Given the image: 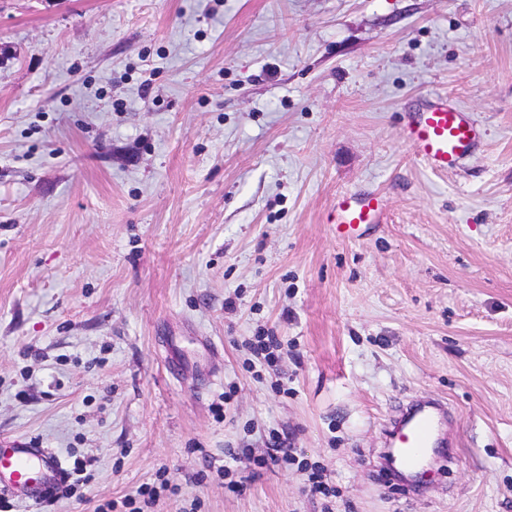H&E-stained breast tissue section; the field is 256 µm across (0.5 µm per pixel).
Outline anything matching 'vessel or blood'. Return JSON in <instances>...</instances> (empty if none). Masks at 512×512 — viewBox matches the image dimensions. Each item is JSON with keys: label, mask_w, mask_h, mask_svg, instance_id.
I'll return each mask as SVG.
<instances>
[{"label": "vessel or blood", "mask_w": 512, "mask_h": 512, "mask_svg": "<svg viewBox=\"0 0 512 512\" xmlns=\"http://www.w3.org/2000/svg\"><path fill=\"white\" fill-rule=\"evenodd\" d=\"M404 137L416 158L433 171L445 172L476 159L483 134L470 112L448 96L437 94L409 110ZM334 209L337 233L349 238L360 226L387 220L385 200L377 192L340 195ZM439 436V425L430 410L412 414L397 427L392 447L411 479H420L426 454L436 447ZM62 477L61 461L46 449L18 440L0 442V495L40 501Z\"/></svg>", "instance_id": "obj_1"}]
</instances>
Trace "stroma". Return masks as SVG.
<instances>
[{
  "instance_id": "obj_1",
  "label": "stroma",
  "mask_w": 512,
  "mask_h": 512,
  "mask_svg": "<svg viewBox=\"0 0 512 512\" xmlns=\"http://www.w3.org/2000/svg\"><path fill=\"white\" fill-rule=\"evenodd\" d=\"M431 94L485 132L448 173ZM435 398L415 488L380 458ZM1 438L90 477L24 512H512V0H0ZM404 137L416 158L448 172L478 157L483 134L463 106L436 94L407 112ZM336 232L353 238L362 225L383 224L387 220L386 204L379 192L346 193L336 197ZM271 446L267 456L258 463L260 466L288 465L295 459L294 448H288V441L277 439Z\"/></svg>"
}]
</instances>
